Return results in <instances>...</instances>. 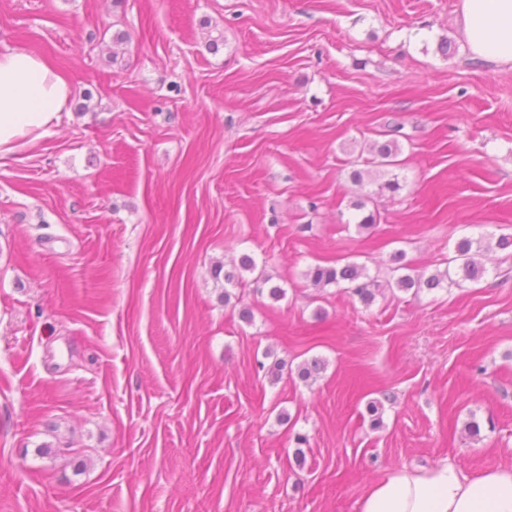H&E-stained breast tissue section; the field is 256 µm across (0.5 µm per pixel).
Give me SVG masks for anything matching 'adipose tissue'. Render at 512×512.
<instances>
[{"label":"adipose tissue","mask_w":512,"mask_h":512,"mask_svg":"<svg viewBox=\"0 0 512 512\" xmlns=\"http://www.w3.org/2000/svg\"><path fill=\"white\" fill-rule=\"evenodd\" d=\"M472 61L512 64V0H461ZM72 89L40 57L0 51V159L26 138H41L69 108ZM359 512H512V466L467 472L450 460L402 468L371 484Z\"/></svg>","instance_id":"1"}]
</instances>
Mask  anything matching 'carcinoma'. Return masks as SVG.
I'll list each match as a JSON object with an SVG mask.
<instances>
[{"label":"carcinoma","mask_w":512,"mask_h":512,"mask_svg":"<svg viewBox=\"0 0 512 512\" xmlns=\"http://www.w3.org/2000/svg\"><path fill=\"white\" fill-rule=\"evenodd\" d=\"M398 151L399 147L394 142L381 143L373 147V158L370 159V163L375 166L390 165ZM486 250L488 247L482 245V240L465 237L457 243L456 255L452 258L456 265L455 273L452 274L447 269L427 278L404 274L395 279L394 286L400 291H409L413 288L434 290L445 284L460 287L465 282H478L486 275V268L478 256ZM307 277L316 287L342 286L346 292L365 303L372 302L375 299V291L379 289V284L366 274L364 267L351 262L340 267L317 265L308 271Z\"/></svg>","instance_id":"obj_1"}]
</instances>
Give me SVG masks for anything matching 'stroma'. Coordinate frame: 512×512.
<instances>
[{"label":"stroma","mask_w":512,"mask_h":512,"mask_svg":"<svg viewBox=\"0 0 512 512\" xmlns=\"http://www.w3.org/2000/svg\"><path fill=\"white\" fill-rule=\"evenodd\" d=\"M459 6L0 0V50L73 89L0 160V512H358L397 468L512 465V66L470 60ZM481 235L460 288L306 276H427ZM245 254L284 298L213 278ZM307 277L316 287L344 286L346 292L357 296L364 303L375 299V291L380 286L370 279L363 266L351 262L340 267L317 265L308 271Z\"/></svg>","instance_id":"35a3bbf8"}]
</instances>
